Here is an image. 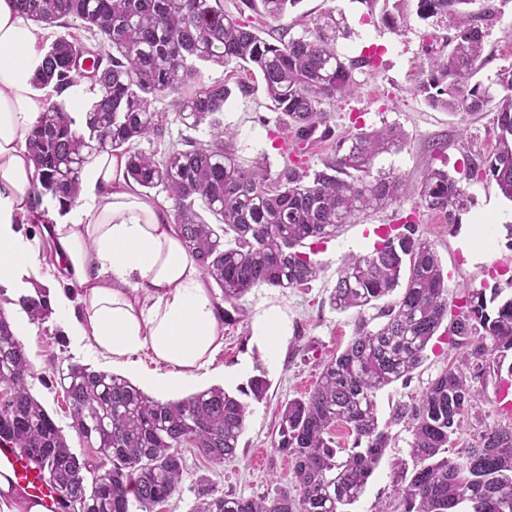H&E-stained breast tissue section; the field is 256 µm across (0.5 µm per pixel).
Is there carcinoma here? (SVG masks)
Segmentation results:
<instances>
[{"instance_id":"carcinoma-1","label":"carcinoma","mask_w":512,"mask_h":512,"mask_svg":"<svg viewBox=\"0 0 512 512\" xmlns=\"http://www.w3.org/2000/svg\"><path fill=\"white\" fill-rule=\"evenodd\" d=\"M383 2V24L398 30L414 14L456 19L453 45L430 60L417 85L433 107L479 112L496 102L495 152L471 173L493 180L512 200V67L498 73L501 94L472 78L483 68L481 17L467 6L475 0H364ZM300 0H239L276 22ZM36 24L65 33L43 45L34 86L49 90L46 107L29 140L38 173L32 207L46 196L64 214L75 205L81 174L100 153L123 155L125 176L137 186L161 189L172 203L183 244L224 302L238 301L260 286L297 288L317 276L312 245L336 236L360 214L391 205L403 195L405 179L373 171L375 161L400 146L393 125L359 130L339 157L323 162L313 176L283 150L276 178L264 163L246 165L233 145L235 133L221 114L226 85H197L199 66L234 64L256 71L274 107L287 117L301 141L327 122L325 106L356 91L355 63L336 53L321 32L290 38L288 29H260L224 11L223 0H16ZM76 32H70L75 22ZM85 79L92 94L80 112L67 110L63 95ZM159 96L171 98L188 130L207 125L209 139L180 134L156 153L144 140L166 133V116L151 110ZM419 205L454 223L469 198L460 182L441 168L427 171L416 191ZM216 223H208L201 211ZM402 288L398 300L381 308L383 322L371 326L365 308ZM495 283L464 288L456 314L448 315V282L432 243L407 221L387 233L372 251L337 271L329 296L332 309L357 311L347 347L326 361L315 388L285 402L272 443L293 464L294 486L273 495L244 499L198 480L192 512H345L365 491L392 437L379 426L377 395L409 379L439 328L448 322L455 362L431 383L419 402L397 409L394 421L411 432L410 475L394 510L377 512H512V423L473 435L459 461L444 456L461 424L472 414L489 378L496 387L512 377V295ZM31 321L51 313L48 289L17 301ZM33 367L23 343L0 307V445L23 449L55 488L60 512H153L180 492L183 452L194 448L213 463L236 456L247 404L219 387L179 401H157L121 375L70 363L53 370L79 438L94 455L72 452L62 430L31 392ZM267 382L254 376L244 396L263 398ZM342 426L352 438L340 448L332 439Z\"/></svg>"}]
</instances>
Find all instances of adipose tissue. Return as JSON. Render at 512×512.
Wrapping results in <instances>:
<instances>
[{
  "mask_svg": "<svg viewBox=\"0 0 512 512\" xmlns=\"http://www.w3.org/2000/svg\"><path fill=\"white\" fill-rule=\"evenodd\" d=\"M43 39V29L14 0H0V284L27 291L56 284L50 305L75 343H90L116 362L150 351L166 372L146 373V380L174 391L213 361L224 324L169 208L126 179L125 157L103 153L90 160L89 198L71 220L42 225L37 237L22 231L32 219L37 184L28 140L46 106L32 84ZM71 287L81 295L76 309Z\"/></svg>",
  "mask_w": 512,
  "mask_h": 512,
  "instance_id": "obj_1",
  "label": "adipose tissue"
}]
</instances>
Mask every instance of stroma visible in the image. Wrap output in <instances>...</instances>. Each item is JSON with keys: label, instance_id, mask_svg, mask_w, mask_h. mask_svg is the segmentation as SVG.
I'll list each match as a JSON object with an SVG mask.
<instances>
[{"label": "stroma", "instance_id": "obj_1", "mask_svg": "<svg viewBox=\"0 0 512 512\" xmlns=\"http://www.w3.org/2000/svg\"><path fill=\"white\" fill-rule=\"evenodd\" d=\"M487 5L492 14L483 23L485 64L476 79L492 87L499 71L512 66V0H476L473 9L478 12ZM280 24L293 38L310 39L320 32L330 36L336 52L356 64L357 90L328 106L330 134H316L308 141L302 156L306 170L321 169L323 161L334 156L339 142L358 129L394 125L402 130L404 142L396 151L380 156L378 168L403 176L409 185H419L425 171L435 164L434 145H441L446 167L460 180L470 203L451 222L444 214L419 207L415 197L409 195L385 209L362 215L316 251L314 259L322 267L316 280L298 288L251 289L241 300L245 316L225 325L223 346L213 364L201 370L196 380L170 394L144 386V393L154 399L177 401L211 387L233 392L258 375L268 382L264 398L249 403L235 459L215 465L194 450H185L181 491L157 506L156 512H190L193 487L202 476L216 482L220 490L244 498L293 484L291 465L272 448L281 408L286 400L307 396L323 362L341 353L350 341L356 313L332 309L329 295L344 260L371 251L378 231L412 217L420 235L434 245L441 259L448 275L449 300H456L467 286H504L512 281V238L507 235L512 225V202L500 194L494 182L468 175L479 155L491 154L497 147L494 109L454 114L431 107L416 90L430 57L451 48L456 34L454 19L440 15L426 20L413 17L406 26L393 31L382 24L379 12L368 10L364 0H299ZM199 79L206 85L221 82L229 88L223 118L225 127L237 133L234 145L238 156L249 164L268 160L271 174H278L283 167L280 147L287 128L284 116L267 98L260 76L230 66L206 64L200 68ZM479 235L488 242L481 252L471 246L473 237ZM270 309L277 311L287 326L285 336L279 337L272 351L253 334L258 315ZM21 341L36 374L31 381L34 396L61 427L72 451L80 456L88 454L87 445L71 427L61 388L47 381L51 366L60 361L80 363L125 377L129 374L126 365L97 354L91 345L75 346L55 314L45 323L31 324ZM453 354L449 336L437 333L411 379L395 382L379 393L378 417L388 424L392 443L349 512H374L396 502L397 476L401 469L412 468L413 461L410 432L404 424L391 423L390 416L397 405L420 399ZM476 409L479 420L463 423L457 441L448 448L449 458L461 455L477 423L493 426L512 422V412L502 411L496 403L494 388H487ZM259 455L264 458L260 466L255 463Z\"/></svg>", "mask_w": 512, "mask_h": 512}]
</instances>
